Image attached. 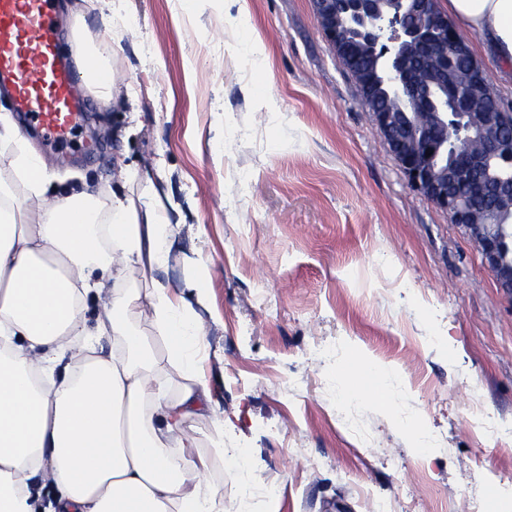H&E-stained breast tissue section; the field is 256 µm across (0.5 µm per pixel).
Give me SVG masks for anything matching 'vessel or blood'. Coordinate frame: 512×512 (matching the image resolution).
Wrapping results in <instances>:
<instances>
[{
    "label": "vessel or blood",
    "mask_w": 512,
    "mask_h": 512,
    "mask_svg": "<svg viewBox=\"0 0 512 512\" xmlns=\"http://www.w3.org/2000/svg\"><path fill=\"white\" fill-rule=\"evenodd\" d=\"M0 88L46 144L66 141L81 124L84 104L50 0H0Z\"/></svg>",
    "instance_id": "vessel-or-blood-1"
}]
</instances>
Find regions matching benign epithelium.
Masks as SVG:
<instances>
[{
    "label": "benign epithelium",
    "mask_w": 512,
    "mask_h": 512,
    "mask_svg": "<svg viewBox=\"0 0 512 512\" xmlns=\"http://www.w3.org/2000/svg\"><path fill=\"white\" fill-rule=\"evenodd\" d=\"M399 2V9L386 16L376 12V0H312V6L337 57H342L347 49L343 42L346 32L371 47L392 96L405 106V111L377 110L366 78L360 82L363 105L370 111L411 187L474 240L482 264L493 275L497 287L511 296L512 263L507 261L506 243L512 226L480 224L472 219L467 208L477 206L482 197L512 201V183L493 187L481 180L484 161L506 155L512 149V136L502 125L512 114L492 112L470 118L465 125L467 139L479 145V150H470L471 143L461 146L456 177L448 181V167L440 165L448 150V109L440 107L430 90L419 83L406 55L416 50L446 73L448 43H455L458 51L462 45L456 42L448 14L439 7L438 0ZM468 184L479 186V194L467 200L462 197L461 188Z\"/></svg>",
    "instance_id": "obj_1"
}]
</instances>
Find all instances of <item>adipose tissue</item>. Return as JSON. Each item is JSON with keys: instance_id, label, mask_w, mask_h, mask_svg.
<instances>
[{"instance_id": "adipose-tissue-1", "label": "adipose tissue", "mask_w": 512, "mask_h": 512, "mask_svg": "<svg viewBox=\"0 0 512 512\" xmlns=\"http://www.w3.org/2000/svg\"><path fill=\"white\" fill-rule=\"evenodd\" d=\"M449 18L477 35L475 49L512 79V0H446ZM0 145L41 200L26 215L0 181V512H224L201 475L212 467L185 431L214 400L197 351L196 314L161 277L174 227L150 175L141 192L49 193V176L12 121ZM138 266L151 288L119 282ZM99 302L94 327L84 315ZM148 304L169 361L185 381L177 397L129 319ZM54 496L40 506L36 481Z\"/></svg>"}]
</instances>
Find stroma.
<instances>
[{"label":"stroma","instance_id":"obj_1","mask_svg":"<svg viewBox=\"0 0 512 512\" xmlns=\"http://www.w3.org/2000/svg\"><path fill=\"white\" fill-rule=\"evenodd\" d=\"M55 2L63 50L125 88L87 93L85 150L28 141L55 186L134 196L127 164L180 203L163 278L199 317L215 408L187 430L232 450L226 512H247L245 479L272 488L263 512H512V441L480 426L512 431V296L410 188L310 0H124L117 21L110 0ZM132 323L177 395L150 309ZM367 363L386 398L346 397ZM80 57L84 81L99 99L107 100L111 90L119 82L115 71L105 65L98 54L85 52Z\"/></svg>","mask_w":512,"mask_h":512}]
</instances>
